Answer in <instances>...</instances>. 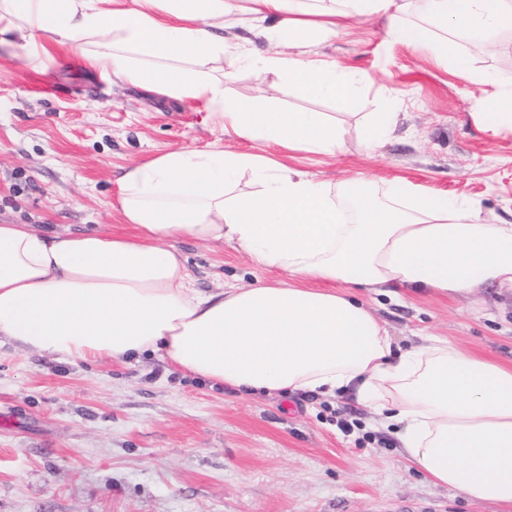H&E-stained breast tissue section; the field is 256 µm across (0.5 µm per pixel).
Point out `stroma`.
<instances>
[{
    "label": "stroma",
    "mask_w": 512,
    "mask_h": 512,
    "mask_svg": "<svg viewBox=\"0 0 512 512\" xmlns=\"http://www.w3.org/2000/svg\"><path fill=\"white\" fill-rule=\"evenodd\" d=\"M382 19L352 24L314 53L368 76L355 114L328 97L279 94L287 109L323 112L348 131L328 158L296 152L287 166L342 182L362 174L481 200L512 221V131L482 130L469 85L449 62L384 41ZM41 74L0 46V224L37 232L134 235L114 209L123 167L224 133L200 104L106 81L61 46ZM395 115L374 153L361 132L371 113ZM203 291L280 279L231 246L178 241ZM367 302L401 349L424 335L512 365V294L404 292ZM353 424L343 434L338 420ZM512 512L433 484L401 458L397 435L375 427L343 393L238 397L184 375L158 355L91 363L0 343V512Z\"/></svg>",
    "instance_id": "stroma-1"
}]
</instances>
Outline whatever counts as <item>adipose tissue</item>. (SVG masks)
<instances>
[{"mask_svg":"<svg viewBox=\"0 0 512 512\" xmlns=\"http://www.w3.org/2000/svg\"><path fill=\"white\" fill-rule=\"evenodd\" d=\"M0 0V44L47 70L49 44L100 78L203 102L225 132L260 153L175 149L125 168L117 210L135 237L44 236L0 224V339L87 362L162 351L171 365L245 394L352 393L405 461L435 485L512 504V367L440 336L397 351L393 336L347 288L377 294L431 288L469 294L512 288V224L481 201L365 177L335 186L290 168L270 147L336 156L344 130L321 112L228 96L241 60L281 75L303 97L355 108L365 75L304 47L341 36L344 21L385 19L386 42L449 59L478 93L485 129L512 127V88L472 68L512 30V0ZM270 49H251L241 30ZM229 243L287 281L204 293L176 239ZM321 289H312V282Z\"/></svg>","mask_w":512,"mask_h":512,"instance_id":"1","label":"adipose tissue"}]
</instances>
